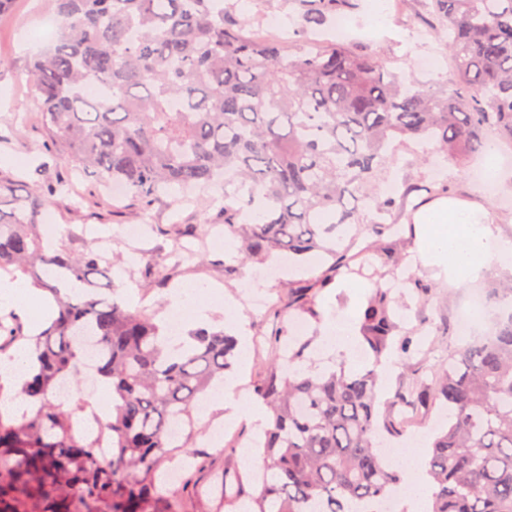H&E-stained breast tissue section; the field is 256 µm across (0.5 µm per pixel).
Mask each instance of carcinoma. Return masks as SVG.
<instances>
[{"label": "carcinoma", "instance_id": "1", "mask_svg": "<svg viewBox=\"0 0 512 512\" xmlns=\"http://www.w3.org/2000/svg\"><path fill=\"white\" fill-rule=\"evenodd\" d=\"M237 5L56 0L53 43L28 70L33 109L69 159L124 185L145 208L172 187L220 190L211 202L223 203L224 234L241 239L243 264L273 252L327 253L324 275L287 287L288 310L301 316L318 318L317 294L351 270L357 255L343 240L374 237L369 247L390 258L394 278L360 308L361 345L375 364L395 356L404 369L392 411L448 410L429 444V512H512V313L425 380L392 292L409 289L424 309L436 288L410 273L397 278L413 237L386 217L408 192L376 188L408 143H433L460 160L483 151L491 135L512 145V0L423 6L416 23L450 54L451 92L401 79L379 56L325 38L357 0H280L298 20L296 40L262 33L263 12L242 17ZM92 84L103 93H86ZM61 192L60 184L45 191L0 180V275L28 277L55 303L36 336L0 322L8 344L36 353L18 389L29 411L17 419L0 409V512H152L154 476L170 449L192 447L193 411L224 383L237 341L198 329L172 348L167 329L114 298L97 251L47 254L39 218ZM509 300L512 282L497 284L484 306ZM274 314L258 388L270 411L258 443L261 486L245 512H358L360 503L387 499L401 476L380 434V374L305 369L311 340L291 334L284 312ZM80 367L112 385L102 418L109 459L63 392ZM175 422L182 432L173 442Z\"/></svg>", "mask_w": 512, "mask_h": 512}]
</instances>
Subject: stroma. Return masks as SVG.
<instances>
[{
  "mask_svg": "<svg viewBox=\"0 0 512 512\" xmlns=\"http://www.w3.org/2000/svg\"><path fill=\"white\" fill-rule=\"evenodd\" d=\"M382 4L384 21L379 26L370 19V0H360L358 8L340 12L337 19L346 26L347 39L360 49L380 55L390 70L402 76L414 74L422 80L428 78L453 86L451 63H443L429 73L417 64L422 50L411 37L412 25L408 19L418 7L416 0H401L397 5L392 0H382ZM55 13V0H13L7 10L0 12V58L6 62L0 70V179L45 187L67 185V192L55 196L48 208L57 226L53 245L72 244L79 250L88 245L100 249L111 265L117 298L128 308L142 310L158 320L166 318L177 289L183 285H221L223 301L208 300L203 314H186L183 329L187 332L199 328L228 330L225 305L234 302L249 273L260 272L263 280L258 293L271 305L278 302L283 282L289 280L303 286L324 273L330 265L326 258L304 264L271 259L255 261L243 268L236 257L225 255L223 246L209 241L204 247L206 261L169 263L166 280H158L153 272V259L156 254L169 251V235L175 225L196 224L204 219L208 222V232L220 233L224 230V214L219 206L209 205L204 196L192 203L184 201L178 189L162 195L148 211L128 196L119 201L109 200L98 178L63 160L60 146L30 104L26 80L34 49L50 43L49 37L43 34V26L46 17ZM26 38L33 42V49H22L21 42ZM497 151L496 162L506 180L502 190L486 186L482 175L484 159L480 156L469 161L441 160L428 148L415 154L402 150L392 170L400 183L409 186L439 176L450 186L452 198L490 208L499 220L503 235L512 240V147L501 142ZM129 224L141 225L142 235L138 240L124 238L123 229ZM382 270L379 257L365 255L356 262L353 272L342 274V286L332 285L319 293L317 304L321 313L350 320L351 326L348 331L337 333L331 346L314 340L307 354L308 365L325 361L340 364L355 347L358 307ZM410 270L437 288L428 311L432 323L421 339L423 352L434 357L448 347L461 345L456 315L467 303L469 286L436 277L432 268L420 263L411 265ZM206 420L211 427L197 432L193 448L176 449V456L187 459L189 467L175 483L161 485L155 512H165L171 499L181 503L185 512H230L223 505L224 480L228 477L237 480L241 497L254 494L256 486L251 476L256 467L245 447L255 436L252 424L244 419L225 423L220 408L210 409ZM442 421L440 408H431L421 421H404V436L392 439V446L398 447L399 452L390 456L389 462L402 476L401 490H409L420 475L418 465L409 459V448L414 440L427 439L431 427L439 426Z\"/></svg>",
  "mask_w": 512,
  "mask_h": 512,
  "instance_id": "1",
  "label": "stroma"
}]
</instances>
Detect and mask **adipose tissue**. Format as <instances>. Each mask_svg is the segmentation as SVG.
<instances>
[{"label":"adipose tissue","instance_id":"obj_1","mask_svg":"<svg viewBox=\"0 0 512 512\" xmlns=\"http://www.w3.org/2000/svg\"><path fill=\"white\" fill-rule=\"evenodd\" d=\"M417 221L425 226L420 261L451 281H478L499 255L512 250V241L502 236L491 212L481 205L441 200L422 208ZM28 365L25 354L0 359V402L16 414L27 407L16 390Z\"/></svg>","mask_w":512,"mask_h":512}]
</instances>
